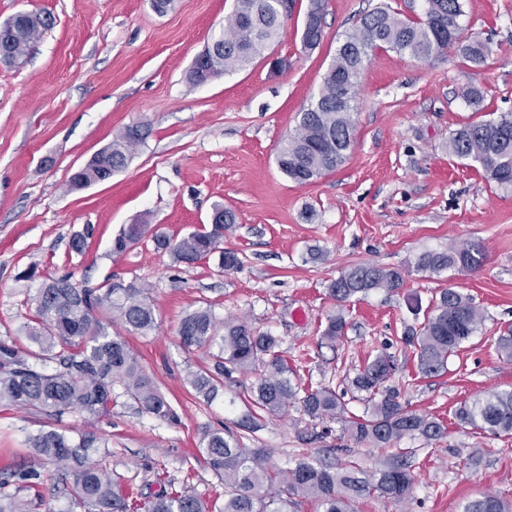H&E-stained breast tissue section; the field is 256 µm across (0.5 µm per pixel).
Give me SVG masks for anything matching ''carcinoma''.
<instances>
[{"mask_svg":"<svg viewBox=\"0 0 512 512\" xmlns=\"http://www.w3.org/2000/svg\"><path fill=\"white\" fill-rule=\"evenodd\" d=\"M275 0H236L225 32L212 42L216 53L208 64H192L188 81L194 86L208 83V74L220 77L245 67L261 55L279 35L282 17ZM424 16L400 18L386 7H376L361 16L345 34L322 82L321 89L300 112L295 130L279 147L280 172L297 184H308L336 170L345 160L356 131L355 99L360 75L369 51L389 48L418 60L444 55L455 49L474 68L486 62L487 47L461 35L458 18L461 0H425ZM324 0H309L306 28L301 33L304 49H316L323 37ZM13 52L25 56L30 44L50 27L51 20L37 13L20 12ZM151 124L136 122L117 133L69 180L72 190L98 183L102 170L117 174L125 170L134 149L146 143ZM448 153L478 164L485 179L512 187V113L468 122L448 137ZM214 222L178 240L155 234L156 250L169 251L190 265L218 256L224 272L243 266L234 250L221 247L224 233L237 222L233 211L222 205L213 208ZM147 224H128L112 240L111 253L120 256L140 244ZM94 227L84 225L72 236L71 248L84 253ZM480 246L467 243L430 249L418 255V271L460 273L483 267ZM404 271L375 263L359 264L342 273L327 287L338 303L364 298L371 291H393L404 284ZM34 315L26 326L29 344L0 339V406H9L60 419L67 413L82 418L81 429H40L27 436L35 464L14 465L0 470V512H28L18 493L32 489L42 480L41 468L50 465L47 477L62 486L70 499L69 510L79 512H298L300 499L314 503L317 512H355L359 500L376 496L392 501L410 497L414 477L409 460L396 456L368 471L359 465L335 468L322 462L299 459L288 469L269 465L262 448H245L224 428H207L199 442L207 470L224 485L223 504L208 503L191 490L159 482V490L143 497L126 489L120 474L107 470L95 457L109 454V442L91 429L93 423L112 415L118 404L137 414L172 422L177 414L154 378L141 365L128 342L112 334L118 322L126 331L147 336L157 328L154 304L147 289L137 281L108 277L99 283L77 281L65 274L42 281L30 298ZM484 311L473 299L448 287L435 298L433 308L420 328L408 333L405 343L417 348L422 374L435 375L448 359L481 330ZM346 328L345 318L331 315L322 338L334 342ZM177 334L185 350L209 349L206 365L190 369L186 384L204 401H213L224 387V378L234 373H254L256 383L248 401L253 410L238 425L256 428V411L282 415L299 404L311 420H339L344 433L357 445L388 447L404 438L427 443L444 438L443 421L404 407L395 390L385 386L395 364L378 355L367 362L352 380L353 387L372 402L370 413L347 415L336 391L323 386L305 389L295 383L293 370L280 354V340L258 331L245 317L225 320L211 303L199 306L181 319ZM125 397L120 403L118 399ZM459 425L493 435L512 434V390L496 391L461 404L455 411ZM462 512H512V502L493 492H483L468 501Z\"/></svg>","mask_w":512,"mask_h":512,"instance_id":"1","label":"carcinoma"}]
</instances>
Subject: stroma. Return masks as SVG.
Listing matches in <instances>:
<instances>
[{
  "instance_id": "obj_1",
  "label": "stroma",
  "mask_w": 512,
  "mask_h": 512,
  "mask_svg": "<svg viewBox=\"0 0 512 512\" xmlns=\"http://www.w3.org/2000/svg\"><path fill=\"white\" fill-rule=\"evenodd\" d=\"M234 2L173 0L159 14L150 0H0V23L20 11L53 20L22 61L0 63V338L27 341L37 284L18 275L30 265L44 278L71 272L97 283L112 275L148 287L158 329L147 337L118 324L112 330L125 334L179 421L118 406L95 424L112 440L104 466L146 496L161 477L209 501L224 497L223 486L198 464L197 448L205 428L237 430L255 377L233 375L210 403L186 384L188 369L203 365L206 354L184 351L177 329L186 312L209 302L220 317L244 315L277 336L301 387H333L357 415L368 405L353 377L375 356H392L389 384L400 402L444 421L440 441L399 443L411 452V497L364 499L357 512H461L485 491L512 500V435L465 428L455 418L461 403L512 390V360L496 349L497 336L512 325V189L487 182L477 165L447 149L460 125L512 112V0H463L464 37L488 46L482 68L452 50L427 61L373 51L360 77L347 158L306 185L279 171L276 151L317 95L342 35L375 7L419 17L425 2L326 0L324 39L308 52L301 44L308 0H294L264 55L191 85L193 60L222 31ZM276 58L287 59L288 69L272 73ZM472 84L484 91L478 111L462 96ZM141 120L151 123L152 134L125 170L69 190L73 171ZM217 203L237 215L224 245L240 253L241 270L225 274L207 259L187 265L149 241L118 257L110 252L123 225L143 221L178 239L208 223ZM87 224L95 233L80 256L69 241ZM453 241L479 244L484 267L416 271L420 253ZM313 246L320 260L309 259ZM363 262L403 269V287L336 305L328 283ZM450 286L470 296L486 320L446 371L426 376L404 338L424 318L414 303L429 304ZM336 312L347 326L330 345L321 334ZM47 422L0 408V468L26 463L27 435ZM242 443L266 449L280 468L307 458L371 469L394 454L356 445L340 422H313L295 407L264 416Z\"/></svg>"
}]
</instances>
